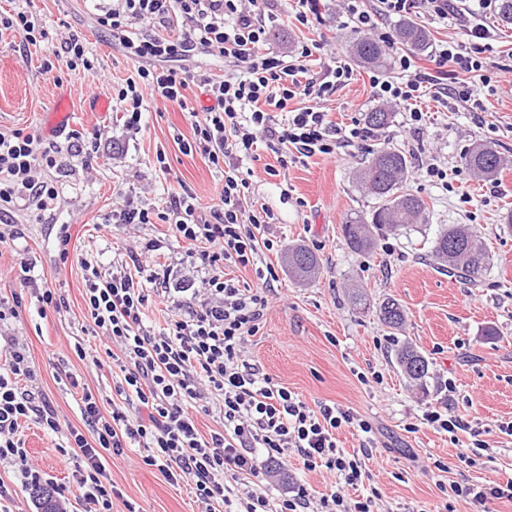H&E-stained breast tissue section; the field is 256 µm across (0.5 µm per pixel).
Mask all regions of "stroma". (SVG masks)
I'll return each mask as SVG.
<instances>
[{"label": "stroma", "mask_w": 512, "mask_h": 512, "mask_svg": "<svg viewBox=\"0 0 512 512\" xmlns=\"http://www.w3.org/2000/svg\"><path fill=\"white\" fill-rule=\"evenodd\" d=\"M325 9L313 26L292 17L289 0H257L255 7L272 12L269 36L272 48L292 52L302 43L324 41L325 46L306 62L308 76H316L330 59L348 61L347 45L354 25L346 15L345 0H322ZM112 0H0V9L25 12L36 28L54 44L75 34L98 60L96 74L70 69L66 55L52 58L44 70L41 55L28 45L22 32L0 29V129L43 131L59 94H66L69 114L64 131L52 135L58 147H67L70 135L83 138L100 133L94 157L68 158L57 169H41L39 179L52 182L58 196L51 209L21 203L0 220V228L15 231L13 246L0 249V297L11 298L23 283L19 261L27 259L44 272L62 300L60 311L39 315L36 301L23 300L16 318L0 323V334L18 337L20 348L37 371L36 385L54 406L61 428L80 426L79 398L68 381L76 375L110 409L113 381L119 369L109 357L100 366L81 361L75 343L95 346L88 332L84 292L85 273L80 260L94 255L102 267H111L119 250L158 239L161 259L190 273L183 244L170 237L166 225L144 224L135 229L100 225L133 196L146 208L164 204L172 192L187 188L203 206L217 203L221 170L198 152L181 153L178 140H191L193 131L180 108L158 98H146L140 130L125 129L120 112L91 111L99 98L111 99L113 85L129 77L134 66L111 36L97 24L98 14ZM482 21L497 27L499 41L489 54L491 83L482 96L483 108L471 112L448 109L427 100L429 120L422 130L406 126V115L394 112L389 127L372 131L359 145L337 149L335 155L316 154L289 161L284 175H270L278 161L261 150L251 162L250 200L274 214L265 236L272 249L260 259L277 266L280 280L270 296L263 324L250 337L244 358L273 382L301 396L312 409L336 404L368 419L376 448L367 463L368 479L346 487L355 500L378 489L380 512H428L451 503L456 512H470L450 485L489 482L512 472V231L503 217L512 210V28H498L495 13ZM354 76L326 104L330 120L348 126L379 107L372 93L370 69L354 65ZM391 142L424 166L447 170V185L431 182L423 170L410 174L406 189L422 197L428 221L386 234L370 254L351 251L342 234L345 222L370 216L376 201L356 182V174L370 152ZM485 142L508 164L498 179L476 178L464 164L474 143ZM165 155L170 174L158 169L157 155ZM448 224H466L489 246V268L475 284L448 274L436 264L431 249L438 230ZM71 235L69 259L59 262L60 229ZM303 244L320 258L321 272L306 284L288 275L282 256L289 245ZM358 286L366 304H353L350 286ZM395 299L405 311L400 329L387 327L379 306ZM412 345L429 362L425 391H418L401 373L396 354ZM445 406L465 416L488 434L487 457L461 470L457 456L467 451L471 436L427 424L424 413ZM32 463L76 498L70 469L57 450L60 436L37 425L24 428ZM143 449L131 448L112 456L108 470L121 490L112 512L131 502L137 512H199L187 485L169 484L156 468L144 465ZM448 464L440 472L435 461ZM281 476L304 484L313 497L330 494L337 482L333 473L308 470L295 452L282 455Z\"/></svg>", "instance_id": "1"}]
</instances>
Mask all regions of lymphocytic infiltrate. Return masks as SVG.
Here are the masks:
<instances>
[{
	"label": "lymphocytic infiltrate",
	"mask_w": 512,
	"mask_h": 512,
	"mask_svg": "<svg viewBox=\"0 0 512 512\" xmlns=\"http://www.w3.org/2000/svg\"><path fill=\"white\" fill-rule=\"evenodd\" d=\"M365 10L354 4L347 9L358 30L375 34L386 46L393 37L383 31V17L413 11L431 22L456 17L455 0H377ZM255 0H117L116 7L98 16L99 26L109 31L125 56L137 65L135 77L118 87L113 99L126 128L138 129L145 97L161 98L185 109L193 129L191 142L179 149L195 150L224 173L218 202L203 208L190 191L171 194L164 207L153 209L126 199L113 211L111 221L128 227L165 224L175 239L195 245L194 274L172 280L170 267L145 263L158 251V240L146 242L133 261H117L103 268L91 255L82 257L85 272V309L92 334L103 348L116 349L121 375L114 384L117 401L111 412H102L99 399L83 389L79 410L83 428H69L60 454L72 464V481L79 492L83 512H112L119 497L106 461L128 448L144 449L142 461L158 469L173 485H193L206 512H374L368 496L347 502L342 491L312 500L307 487L288 484L278 494L255 489L239 495L235 482L268 475L271 463L284 449H296L307 469L335 472L354 486L366 474L373 456V428L350 410L333 405L312 409L298 394L273 383L242 357L250 336L256 335L279 280L272 265L258 266L259 252L271 248L264 236L274 215L250 202V161L258 145H266L287 166L293 155L335 154L337 146L365 141L367 128L359 124L341 128L325 109L336 91L352 78V68L337 61L327 65L318 79L299 80L302 61L320 50L319 42L301 45L296 61L275 51L269 43L264 14L255 12ZM146 23L145 31L134 28ZM0 26L22 31L28 44L39 47L43 59L69 54V64L95 74V59L78 37L62 46L46 42L25 13L0 15ZM463 41H448L437 50L434 69H418L410 55L396 53L395 75L373 74L376 99L403 106L413 129L425 123L423 112L411 103L434 92L467 110L481 107L480 95L491 78L485 72V54L495 37L481 23L464 29ZM198 50H208L234 60L238 68L219 76L176 68V61ZM166 62L163 70L147 69L150 61ZM454 75L455 86L445 78ZM204 88L212 104L204 112L188 109L184 92L190 84ZM304 106H295V99ZM60 165L59 151L42 137L20 130L0 131V214L17 200L34 202L45 209L57 197L53 183L36 179L39 168ZM254 268L257 283L243 286L225 277V263ZM28 296L42 309L60 310L62 302L49 288L45 275L28 261L20 263ZM24 295V296H27ZM24 296L0 300V322L14 314ZM169 304L162 328L146 323L150 298ZM18 339L5 337L0 347L9 354L0 367V465L16 469L21 483L43 488L46 479L28 458L23 439L25 424L33 422L55 434L59 423L54 407L31 383L35 369L21 351ZM217 414L221 428L202 434L197 414ZM424 419L448 434L461 431L472 436L469 452L460 454L459 466L472 467L488 443L480 430L461 416L427 410ZM357 427L362 435L359 452L349 454L336 444V431ZM453 493L465 500L472 512H488V503L512 500V476L491 483L456 485Z\"/></svg>",
	"instance_id": "obj_1"
}]
</instances>
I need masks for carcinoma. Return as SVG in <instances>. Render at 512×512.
<instances>
[{"instance_id":"carcinoma-1","label":"carcinoma","mask_w":512,"mask_h":512,"mask_svg":"<svg viewBox=\"0 0 512 512\" xmlns=\"http://www.w3.org/2000/svg\"><path fill=\"white\" fill-rule=\"evenodd\" d=\"M398 38L412 53L426 51L430 42L428 32L415 22L405 19L398 25ZM349 56L356 62L371 67L385 65V48L364 36L350 41ZM365 123L373 129H384L392 122V113L376 108L365 113ZM466 167L477 177H496L505 166V160L490 144L472 146L464 157ZM411 159L405 151L388 143L371 152L367 164L357 174V182L367 194L378 200L379 206L371 218H354L343 225L347 246L354 252L367 254L378 246V236L385 231L406 228L426 219V201L404 190L409 177ZM433 254L448 269L459 276L476 280L486 270L489 251L486 242L464 224H450L438 231L434 239ZM288 273L295 280L315 277L320 260L310 248L298 244L288 246L284 255ZM380 319L390 328H397L404 319V310L394 299L380 305ZM397 363L404 375L421 386L428 372L424 356L410 346L403 347Z\"/></svg>"}]
</instances>
